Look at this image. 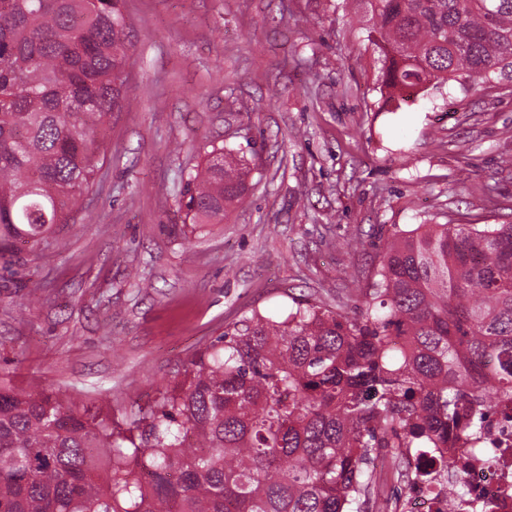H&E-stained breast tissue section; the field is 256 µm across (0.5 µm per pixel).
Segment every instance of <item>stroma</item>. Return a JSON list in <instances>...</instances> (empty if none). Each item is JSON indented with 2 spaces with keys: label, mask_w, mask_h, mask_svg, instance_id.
Listing matches in <instances>:
<instances>
[{
  "label": "stroma",
  "mask_w": 512,
  "mask_h": 512,
  "mask_svg": "<svg viewBox=\"0 0 512 512\" xmlns=\"http://www.w3.org/2000/svg\"><path fill=\"white\" fill-rule=\"evenodd\" d=\"M130 109L59 253L0 267V371L121 414L225 325L290 295L351 311L394 229L512 219V82L384 107L355 0H126ZM253 188L220 224L180 191L212 147Z\"/></svg>",
  "instance_id": "stroma-1"
}]
</instances>
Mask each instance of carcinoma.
I'll list each match as a JSON object with an SVG mask.
<instances>
[{"label":"carcinoma","instance_id":"carcinoma-1","mask_svg":"<svg viewBox=\"0 0 512 512\" xmlns=\"http://www.w3.org/2000/svg\"><path fill=\"white\" fill-rule=\"evenodd\" d=\"M125 0H0V255L75 223L125 110ZM378 89L512 71V0H358ZM247 166L212 150L181 207L224 223ZM224 327L155 404L118 418L0 374V512H380L371 467L466 494L448 449L512 400V221L394 230L354 315L291 298Z\"/></svg>","mask_w":512,"mask_h":512}]
</instances>
